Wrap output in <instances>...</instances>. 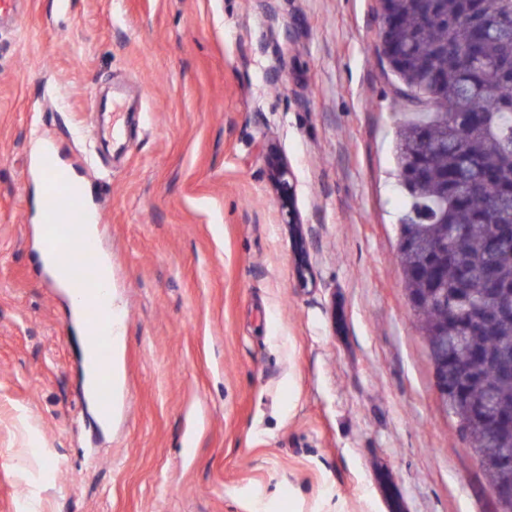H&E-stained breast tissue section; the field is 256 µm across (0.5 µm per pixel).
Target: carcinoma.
<instances>
[{
	"mask_svg": "<svg viewBox=\"0 0 512 512\" xmlns=\"http://www.w3.org/2000/svg\"><path fill=\"white\" fill-rule=\"evenodd\" d=\"M435 0L425 16L419 0H391L390 30L401 66L393 95L405 108L396 144L402 200L396 259L426 349L441 342V317L457 309L455 285L467 274L480 314L449 330L457 371L448 376L443 411L455 419L484 468L492 493L512 489V430L494 435L486 418L512 420V320H493L495 281L512 284V0ZM481 114L498 125L488 134L434 115ZM469 165L477 185L457 187L464 201L444 211L438 200L449 177ZM462 232L448 245L450 229ZM502 260L487 259L490 235Z\"/></svg>",
	"mask_w": 512,
	"mask_h": 512,
	"instance_id": "obj_1",
	"label": "carcinoma"
}]
</instances>
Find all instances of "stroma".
<instances>
[{
  "label": "stroma",
  "instance_id": "obj_1",
  "mask_svg": "<svg viewBox=\"0 0 512 512\" xmlns=\"http://www.w3.org/2000/svg\"><path fill=\"white\" fill-rule=\"evenodd\" d=\"M21 2L0 24V512H385L378 471L403 512H499L396 260L401 108L376 0ZM109 86L137 109L104 164ZM46 151L83 182L112 267L107 424L42 264ZM270 180L276 194L277 203L283 223L300 226L302 221L295 208V184L288 163L284 162L274 152L268 156Z\"/></svg>",
  "mask_w": 512,
  "mask_h": 512
}]
</instances>
